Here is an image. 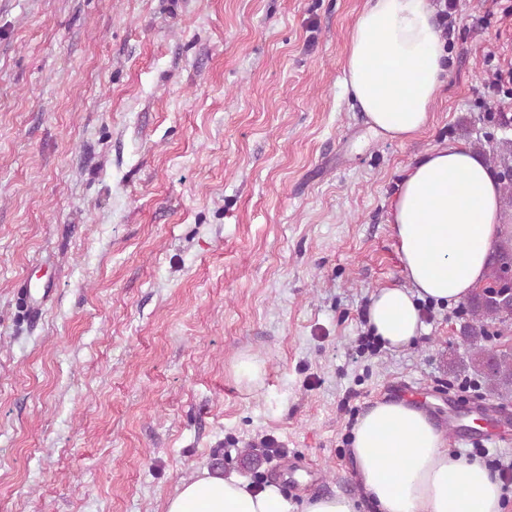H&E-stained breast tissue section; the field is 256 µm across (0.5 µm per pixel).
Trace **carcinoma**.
I'll return each mask as SVG.
<instances>
[{"label":"carcinoma","mask_w":512,"mask_h":512,"mask_svg":"<svg viewBox=\"0 0 512 512\" xmlns=\"http://www.w3.org/2000/svg\"><path fill=\"white\" fill-rule=\"evenodd\" d=\"M512 272V233L507 232L494 249L488 267L487 283L476 289L464 311L460 333L470 344L469 367L495 394H512V351L494 353L482 341L490 336L489 327L512 325V288L503 285Z\"/></svg>","instance_id":"carcinoma-1"}]
</instances>
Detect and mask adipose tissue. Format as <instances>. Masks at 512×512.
Here are the masks:
<instances>
[{
    "label": "adipose tissue",
    "mask_w": 512,
    "mask_h": 512,
    "mask_svg": "<svg viewBox=\"0 0 512 512\" xmlns=\"http://www.w3.org/2000/svg\"><path fill=\"white\" fill-rule=\"evenodd\" d=\"M448 46L431 0H366L350 34L345 85L371 131L405 140L427 127L449 77ZM409 287H385L368 310L371 331L403 348L419 335L418 303L465 301L484 281L501 239V190L468 147L445 144L407 167L391 204ZM356 476L375 512H502L501 482L478 461L448 451L445 432L405 402H379L353 431ZM276 485L202 471L165 512H289Z\"/></svg>",
    "instance_id": "adipose-tissue-1"
}]
</instances>
